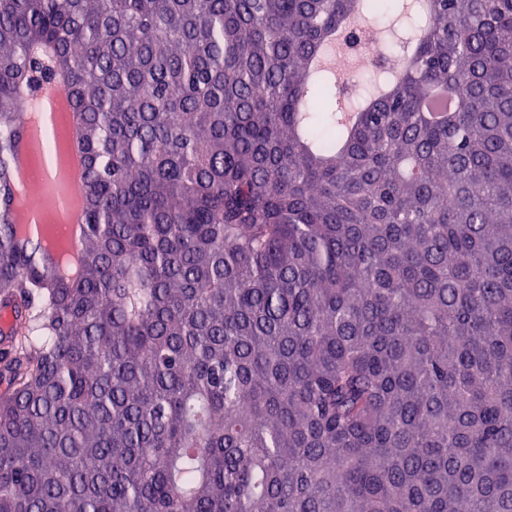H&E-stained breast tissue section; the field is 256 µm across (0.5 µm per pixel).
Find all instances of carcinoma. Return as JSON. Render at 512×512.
I'll use <instances>...</instances> for the list:
<instances>
[{
    "mask_svg": "<svg viewBox=\"0 0 512 512\" xmlns=\"http://www.w3.org/2000/svg\"><path fill=\"white\" fill-rule=\"evenodd\" d=\"M361 8L412 56L351 103ZM2 315L0 512H512V0H0ZM66 111L65 102L55 86L43 101L41 112L29 116L26 137L51 135L54 145L49 155L38 158L34 164L31 151H26L16 174V185L18 194L27 199L37 182L46 185L54 180L58 184L59 191L47 197L46 205L58 224L63 226L65 245L78 250L84 229L80 220L81 157L71 146L69 135L62 133V127L68 126Z\"/></svg>",
    "mask_w": 512,
    "mask_h": 512,
    "instance_id": "cac0c4a2",
    "label": "carcinoma"
}]
</instances>
